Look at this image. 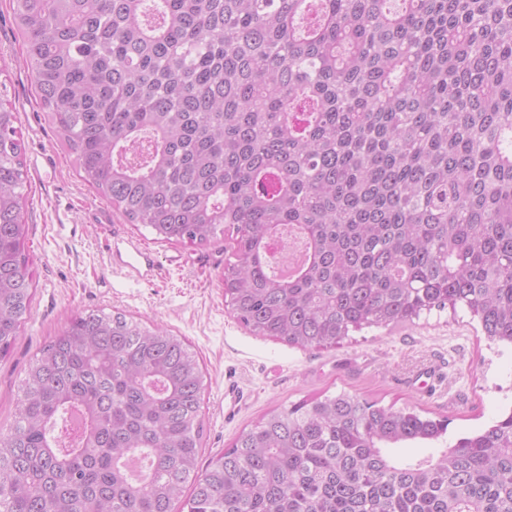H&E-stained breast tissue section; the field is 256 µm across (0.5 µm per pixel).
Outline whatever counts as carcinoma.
<instances>
[{"instance_id": "obj_1", "label": "carcinoma", "mask_w": 512, "mask_h": 512, "mask_svg": "<svg viewBox=\"0 0 512 512\" xmlns=\"http://www.w3.org/2000/svg\"><path fill=\"white\" fill-rule=\"evenodd\" d=\"M11 2L80 177L161 243L223 237L251 333L326 349L464 307L512 345V0ZM5 96L0 356L33 296ZM202 383L163 328L75 317L0 432V512H512V412L450 441L446 417L324 394L202 469Z\"/></svg>"}]
</instances>
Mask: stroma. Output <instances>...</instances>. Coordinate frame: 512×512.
<instances>
[{
	"mask_svg": "<svg viewBox=\"0 0 512 512\" xmlns=\"http://www.w3.org/2000/svg\"><path fill=\"white\" fill-rule=\"evenodd\" d=\"M25 40L0 0V81L15 111L27 175L26 245L35 290L31 313L0 359V429H8L18 388L33 356L76 316L121 312L162 325L196 353L203 369L204 435L200 461L230 448L267 411L345 390L384 405L448 417L449 435L486 429L512 412V346L486 339L465 309L434 310L413 323L355 334L340 346L303 350L252 335L224 303L223 242H153L76 172L42 108ZM153 250L162 271L147 281L115 274L112 227ZM250 393L233 419L224 417V381Z\"/></svg>",
	"mask_w": 512,
	"mask_h": 512,
	"instance_id": "1",
	"label": "stroma"
}]
</instances>
